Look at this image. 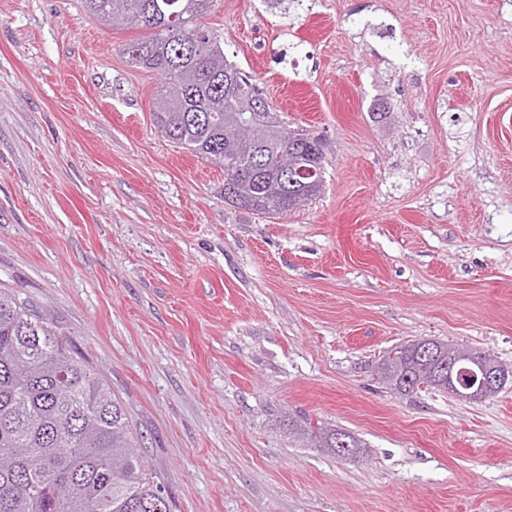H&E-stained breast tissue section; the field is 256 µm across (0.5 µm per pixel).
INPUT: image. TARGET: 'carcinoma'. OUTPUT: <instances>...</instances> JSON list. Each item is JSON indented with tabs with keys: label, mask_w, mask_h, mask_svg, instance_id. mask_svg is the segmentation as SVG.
<instances>
[{
	"label": "carcinoma",
	"mask_w": 512,
	"mask_h": 512,
	"mask_svg": "<svg viewBox=\"0 0 512 512\" xmlns=\"http://www.w3.org/2000/svg\"><path fill=\"white\" fill-rule=\"evenodd\" d=\"M212 0H82L108 30L155 25L152 37L124 45L129 62L160 79L154 123L172 142L224 169L229 205L264 213L287 211L280 171L306 164L282 144L286 127L257 86L224 56L218 35L200 23ZM261 112L245 108L249 99ZM258 143L228 144L237 125ZM377 382L410 396L420 388L448 392V382L419 360L417 341L385 351ZM288 434L343 459L366 443L336 427L288 417ZM0 512H172L156 473L140 453L129 412L75 353L60 329L0 285Z\"/></svg>",
	"instance_id": "1"
}]
</instances>
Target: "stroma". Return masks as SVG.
Wrapping results in <instances>:
<instances>
[{
	"instance_id": "stroma-1",
	"label": "stroma",
	"mask_w": 512,
	"mask_h": 512,
	"mask_svg": "<svg viewBox=\"0 0 512 512\" xmlns=\"http://www.w3.org/2000/svg\"><path fill=\"white\" fill-rule=\"evenodd\" d=\"M324 188L268 215L153 124L80 0H0V284L126 405L172 512H512V380L391 393L431 338L512 364V0H214ZM360 437L341 459L289 416ZM414 340L399 344L385 351L373 367V374L377 375V382L386 389L404 396H410L420 390L421 387L433 389L438 392L448 393V386L455 394L469 399L477 392L496 388L502 383L501 377L491 372L487 361L483 357L473 358V368H467L465 375L468 383L461 378V372L456 375V380L464 387H473L477 383V389L472 392H462L454 382V365L448 364V380H443L430 364H423L417 353V343Z\"/></svg>"
}]
</instances>
